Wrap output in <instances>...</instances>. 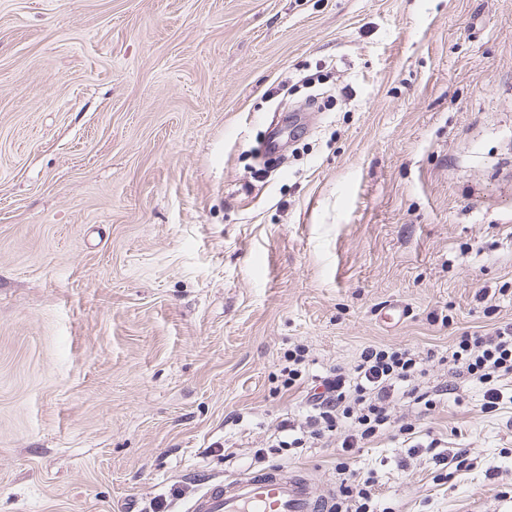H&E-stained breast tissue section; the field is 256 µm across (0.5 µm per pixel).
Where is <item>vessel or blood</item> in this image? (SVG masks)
Listing matches in <instances>:
<instances>
[{
    "label": "vessel or blood",
    "instance_id": "1",
    "mask_svg": "<svg viewBox=\"0 0 512 512\" xmlns=\"http://www.w3.org/2000/svg\"><path fill=\"white\" fill-rule=\"evenodd\" d=\"M333 494H315L308 475L297 468L248 471L210 482L185 512H334Z\"/></svg>",
    "mask_w": 512,
    "mask_h": 512
}]
</instances>
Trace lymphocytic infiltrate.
<instances>
[{
  "instance_id": "lymphocytic-infiltrate-1",
  "label": "lymphocytic infiltrate",
  "mask_w": 512,
  "mask_h": 512,
  "mask_svg": "<svg viewBox=\"0 0 512 512\" xmlns=\"http://www.w3.org/2000/svg\"><path fill=\"white\" fill-rule=\"evenodd\" d=\"M452 376L465 375L485 386L483 411L494 412L504 401L498 383L512 374V324L487 333L462 332L449 361ZM416 353L402 346L368 345L362 348L352 373L331 369L322 379L324 394L306 416L302 426L282 421L277 447H303L306 442L340 437L345 448H355L390 428L409 433L401 424L396 406L401 400L432 408L437 396L452 393V385L420 391L416 381L423 376ZM341 475L336 512H376L375 481L361 477L345 463H338Z\"/></svg>"
}]
</instances>
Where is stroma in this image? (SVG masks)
I'll use <instances>...</instances> for the list:
<instances>
[{"label":"stroma","mask_w":512,"mask_h":512,"mask_svg":"<svg viewBox=\"0 0 512 512\" xmlns=\"http://www.w3.org/2000/svg\"><path fill=\"white\" fill-rule=\"evenodd\" d=\"M505 323L512 0H0V512L342 459L392 512H512V403L464 376L410 439L266 445L364 346L433 387ZM306 358L307 349L304 345H297L288 351V388L302 378Z\"/></svg>","instance_id":"stroma-1"}]
</instances>
